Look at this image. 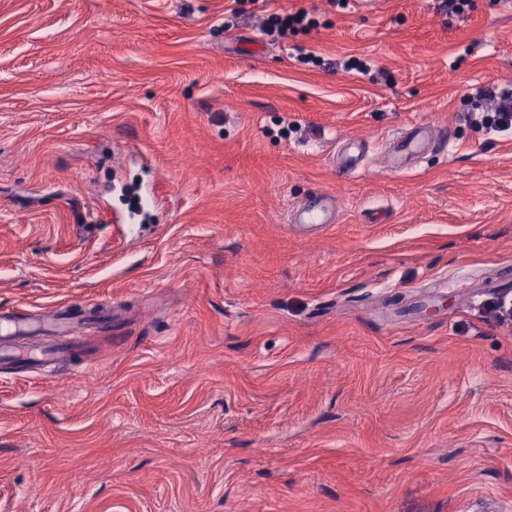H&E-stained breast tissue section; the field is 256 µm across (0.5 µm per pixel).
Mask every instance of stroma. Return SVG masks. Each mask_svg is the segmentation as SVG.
<instances>
[{"label": "stroma", "mask_w": 512, "mask_h": 512, "mask_svg": "<svg viewBox=\"0 0 512 512\" xmlns=\"http://www.w3.org/2000/svg\"><path fill=\"white\" fill-rule=\"evenodd\" d=\"M510 86L512 0H0V307H115L0 374V512L512 503V133L472 112ZM414 121L450 144L392 172ZM316 26L315 20L309 16L304 9L285 14L274 13L268 18L266 34L286 36L288 33L295 34L299 31H307ZM336 218V197L326 193H315L312 200L293 209L290 214L292 224H330Z\"/></svg>", "instance_id": "stroma-1"}]
</instances>
